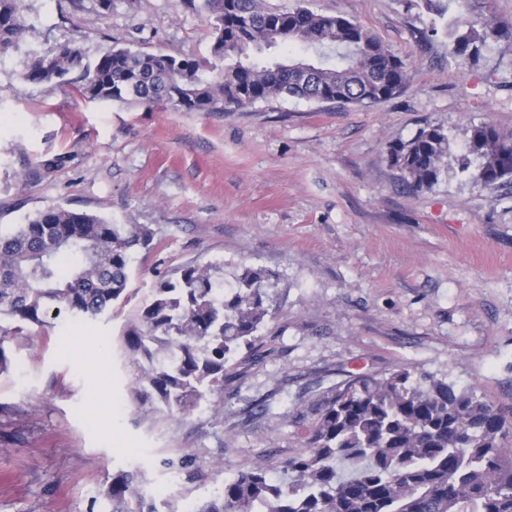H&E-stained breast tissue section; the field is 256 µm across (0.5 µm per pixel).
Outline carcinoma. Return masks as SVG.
Listing matches in <instances>:
<instances>
[{
	"instance_id": "1",
	"label": "carcinoma",
	"mask_w": 512,
	"mask_h": 512,
	"mask_svg": "<svg viewBox=\"0 0 512 512\" xmlns=\"http://www.w3.org/2000/svg\"><path fill=\"white\" fill-rule=\"evenodd\" d=\"M20 0H0V53L16 45L24 22ZM444 22L450 54L468 59L487 40L512 42V25L468 14L469 0H421ZM206 13L213 61L114 46L86 59L77 45L33 55L21 79L40 85L69 78L90 100L137 102L177 112H234L273 97L317 103L376 104L400 92L407 63L360 24L306 7L264 0H188ZM298 44L315 58L261 61L263 49ZM450 137L421 128L390 150L401 179L414 189L436 184L448 169ZM476 183L512 186V132L475 125L462 168ZM149 228L113 224L64 206L0 228V372L7 348L31 326L66 313L96 318L125 296L133 253L152 243ZM219 267L186 265L163 279L126 336L138 365L135 398L170 413L192 410L206 392L224 389L226 364L256 333L276 302L269 275L245 267L230 288ZM305 428L306 448L280 476L263 462L224 481L221 495L197 512H512V455L502 441L512 420L473 389H458L405 369L359 376L327 391ZM138 475L112 478V512H160L137 498Z\"/></svg>"
}]
</instances>
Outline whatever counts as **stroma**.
Masks as SVG:
<instances>
[{
  "label": "stroma",
  "mask_w": 512,
  "mask_h": 512,
  "mask_svg": "<svg viewBox=\"0 0 512 512\" xmlns=\"http://www.w3.org/2000/svg\"><path fill=\"white\" fill-rule=\"evenodd\" d=\"M343 16L405 59L409 79L372 106L288 97L234 112L90 101L31 85L28 58L67 43L208 56L205 14L183 0H23L26 31L0 53V225L63 205L153 233L127 302L60 315L0 372V512H103L114 475L139 471L160 512H196L225 479L305 446L323 391L406 368L472 388L512 418V187L462 172L471 126L512 131V47L466 63L431 35L419 0H266ZM451 138L431 188L406 186L391 145L426 125ZM270 272L276 304L256 359L190 412L139 407L124 335L157 283L186 264ZM192 467L181 468L183 458Z\"/></svg>",
  "instance_id": "35a3bbf8"
}]
</instances>
